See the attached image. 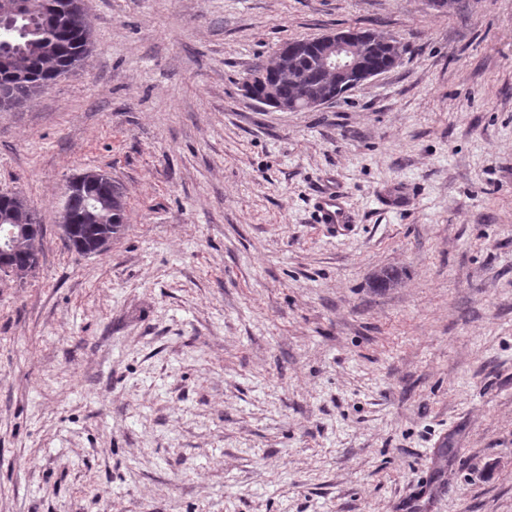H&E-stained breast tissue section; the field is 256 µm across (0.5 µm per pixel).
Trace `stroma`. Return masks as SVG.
Instances as JSON below:
<instances>
[{
	"mask_svg": "<svg viewBox=\"0 0 512 512\" xmlns=\"http://www.w3.org/2000/svg\"><path fill=\"white\" fill-rule=\"evenodd\" d=\"M83 4L84 66L0 112L43 224L0 274V512H512V0ZM348 27L400 63L314 111L245 95ZM88 170L126 200L100 255L57 227ZM316 209L318 222L328 224L333 229L344 227L350 222L342 198L336 194V191L323 189L318 197Z\"/></svg>",
	"mask_w": 512,
	"mask_h": 512,
	"instance_id": "stroma-1",
	"label": "stroma"
}]
</instances>
